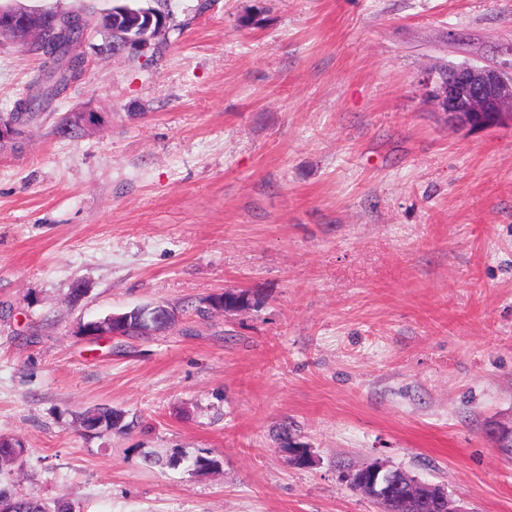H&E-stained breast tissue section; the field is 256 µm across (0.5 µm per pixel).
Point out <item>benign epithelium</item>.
<instances>
[{
	"mask_svg": "<svg viewBox=\"0 0 512 512\" xmlns=\"http://www.w3.org/2000/svg\"><path fill=\"white\" fill-rule=\"evenodd\" d=\"M45 19L46 14L42 11L14 9L0 12V38L9 37L27 47L42 34ZM95 22L101 30L110 31L114 25L124 29L121 53L135 56L151 44L154 33L166 24L167 19L145 9L132 11L112 7L100 13ZM423 83L428 97L447 116L448 123L471 130L512 128V67L506 70L496 64L453 65L448 67V77L430 72ZM139 314V331L144 337L167 329L175 319L174 312L161 304L148 306ZM129 317L128 313H112L104 319L83 324L81 332L85 336L121 337ZM490 434L498 450L512 458V424L497 425ZM357 474L356 488L376 505L387 506L399 497L406 506L413 507L431 496L442 495L448 499V512H471L449 498L444 487L421 481L385 461L376 460L357 469Z\"/></svg>",
	"mask_w": 512,
	"mask_h": 512,
	"instance_id": "obj_1",
	"label": "benign epithelium"
}]
</instances>
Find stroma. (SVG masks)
<instances>
[{"label": "stroma", "mask_w": 512, "mask_h": 512, "mask_svg": "<svg viewBox=\"0 0 512 512\" xmlns=\"http://www.w3.org/2000/svg\"><path fill=\"white\" fill-rule=\"evenodd\" d=\"M171 6L152 63L101 59L88 29L61 109L99 127L0 143V436L23 446L0 487L73 512H379L339 473L382 459L512 512L489 438L512 422V129L454 128L422 88L511 59L512 0ZM41 69L0 39V114ZM239 289L248 308H209ZM156 302L178 315L159 335L80 332ZM104 405L121 422L85 432Z\"/></svg>", "instance_id": "obj_1"}]
</instances>
